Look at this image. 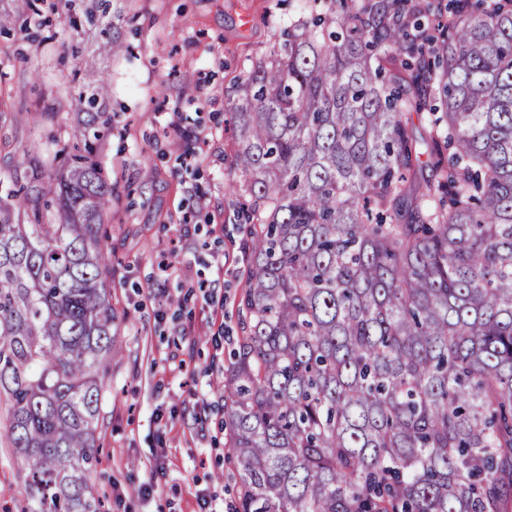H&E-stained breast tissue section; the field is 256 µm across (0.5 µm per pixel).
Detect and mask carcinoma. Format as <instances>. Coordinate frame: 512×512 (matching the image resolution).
I'll list each match as a JSON object with an SVG mask.
<instances>
[{
	"instance_id": "carcinoma-1",
	"label": "carcinoma",
	"mask_w": 512,
	"mask_h": 512,
	"mask_svg": "<svg viewBox=\"0 0 512 512\" xmlns=\"http://www.w3.org/2000/svg\"><path fill=\"white\" fill-rule=\"evenodd\" d=\"M274 42L232 103L236 512H512V0H305ZM40 167L0 197V446L28 512H100L112 183Z\"/></svg>"
}]
</instances>
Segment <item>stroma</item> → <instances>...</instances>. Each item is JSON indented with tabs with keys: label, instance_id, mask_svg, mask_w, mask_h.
<instances>
[{
	"label": "stroma",
	"instance_id": "1",
	"mask_svg": "<svg viewBox=\"0 0 512 512\" xmlns=\"http://www.w3.org/2000/svg\"><path fill=\"white\" fill-rule=\"evenodd\" d=\"M98 2L40 0L38 28L15 0H0L12 17L0 33V173L26 170L31 152L46 172H62L65 157L85 149L75 99L100 91L119 351L104 377L90 485L107 512H195L202 494L214 512H234L224 367L248 253L231 206L229 103L246 60L268 55L274 28L301 0H124L95 22L71 23L76 8ZM109 34L122 52L104 48ZM174 140L182 153L171 151ZM24 473L0 447V512H21Z\"/></svg>",
	"mask_w": 512,
	"mask_h": 512
}]
</instances>
